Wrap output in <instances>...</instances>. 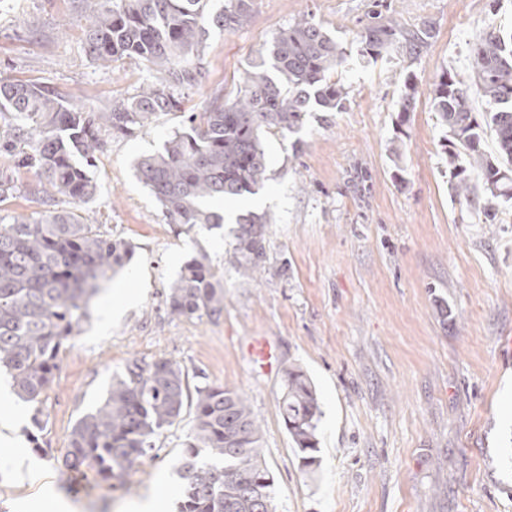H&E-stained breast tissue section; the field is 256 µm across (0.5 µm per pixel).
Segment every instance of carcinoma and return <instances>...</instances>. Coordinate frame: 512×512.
I'll list each match as a JSON object with an SVG mask.
<instances>
[{"label":"carcinoma","mask_w":512,"mask_h":512,"mask_svg":"<svg viewBox=\"0 0 512 512\" xmlns=\"http://www.w3.org/2000/svg\"><path fill=\"white\" fill-rule=\"evenodd\" d=\"M85 45L106 65L122 57L141 60L153 80L104 112L77 107L34 81L0 82V202L17 192L14 173L34 172L29 194L48 209L15 215L0 225V367L17 395L36 403L58 368L61 347L87 315L99 283L130 261L126 242L75 210L52 209L58 200L86 202L97 192L88 167L100 149L101 130L131 135L159 112L179 107V95L201 81V54L210 29H240L250 18L248 0H228L213 12L209 0H86ZM429 37L425 28L404 30L376 22L360 34L361 55L377 58L401 45L411 52ZM466 81L445 72L433 89L434 109L447 129L445 152L457 188L471 180L492 198L512 200V33L481 32L472 48ZM345 52L323 27L307 18L273 34L242 80L234 99L188 116L160 152L141 157L138 179L160 203L171 224L217 226L216 200L254 194L269 180L266 134L295 132L306 114L340 112L346 92L330 73ZM416 86L405 83L401 118L414 109ZM485 101L482 118L473 96ZM494 135L497 155L484 150ZM269 221L248 212L237 217L234 266L254 280L266 267ZM171 314L220 317L224 288L206 256L181 269L167 296ZM194 426L180 470L185 480L179 512H273V477L262 454V428L244 394L208 381L192 382L177 362L137 363L112 377L103 403L74 425L64 455L69 471L89 470L100 484L123 486L136 462L155 449L185 406ZM283 423L301 466L318 464L320 402L299 367L283 373Z\"/></svg>","instance_id":"obj_1"}]
</instances>
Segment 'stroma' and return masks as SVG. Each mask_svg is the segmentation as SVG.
I'll return each mask as SVG.
<instances>
[{
    "label": "stroma",
    "instance_id": "stroma-1",
    "mask_svg": "<svg viewBox=\"0 0 512 512\" xmlns=\"http://www.w3.org/2000/svg\"><path fill=\"white\" fill-rule=\"evenodd\" d=\"M250 0L244 28L212 30L203 77L181 105L131 136L103 132L80 213L128 241L126 270L104 283L90 316L59 354L39 405L10 397L19 446L0 445V512H135L160 484L178 512L179 474L194 411L155 440L120 489L61 470L70 432L98 407L133 361L166 358L189 374L243 393L260 422L274 478V512H512V202L454 189L432 91L444 72L469 78L471 48L487 27L512 30V0ZM429 28L417 53L359 56L374 15ZM320 24L347 54L335 73L339 112L309 113L299 131L266 135L271 178L228 205L267 214L269 261L259 282L230 262L233 222L169 223L139 182V157L160 151L188 113L234 99L244 71L272 35L301 18ZM83 0H0V79L34 80L102 108L150 82L144 63L102 66L85 49ZM415 107L400 117L405 80ZM207 256L224 286L216 319L172 316L169 288L186 261ZM132 288L137 299L114 309ZM276 343L265 373L246 353L252 337ZM300 367L322 410L319 464L307 472L280 413L283 370ZM32 461L14 471L15 448Z\"/></svg>",
    "mask_w": 512,
    "mask_h": 512
}]
</instances>
